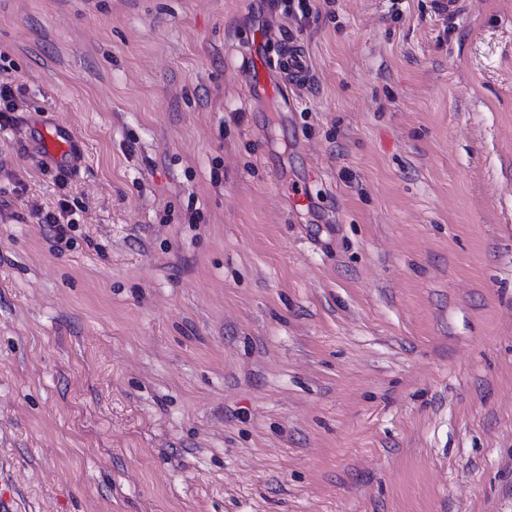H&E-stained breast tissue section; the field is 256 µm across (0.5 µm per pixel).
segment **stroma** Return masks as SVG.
Instances as JSON below:
<instances>
[{
    "instance_id": "stroma-1",
    "label": "stroma",
    "mask_w": 512,
    "mask_h": 512,
    "mask_svg": "<svg viewBox=\"0 0 512 512\" xmlns=\"http://www.w3.org/2000/svg\"><path fill=\"white\" fill-rule=\"evenodd\" d=\"M309 4L0 0L13 512H512V0ZM251 67L255 75V85L248 87L250 97L255 98L254 87L258 84L264 96L274 94L287 95L288 90L308 84L311 80V70L306 56L301 50H284L271 71L260 58H251ZM39 148L43 153L72 168L78 167L83 161V155L74 133L57 123H52L45 128ZM59 210L57 212H43L40 207H33L32 213L39 220L41 224H48V226L55 233L58 241H63L68 235V230H71L75 225L68 219L69 203L66 200H59Z\"/></svg>"
}]
</instances>
